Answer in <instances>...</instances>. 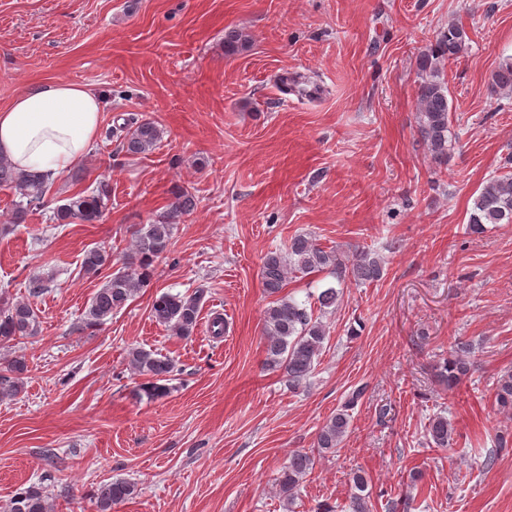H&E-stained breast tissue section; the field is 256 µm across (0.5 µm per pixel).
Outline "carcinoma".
<instances>
[{
    "mask_svg": "<svg viewBox=\"0 0 512 512\" xmlns=\"http://www.w3.org/2000/svg\"><path fill=\"white\" fill-rule=\"evenodd\" d=\"M469 37L464 28L453 22L439 33L433 48L421 55L419 68L425 78L418 85L419 110L418 132L435 162H448L452 150L448 87L440 78V64L454 62L467 49ZM248 39L237 31L224 35V54L232 55L244 48ZM488 91L495 96L512 95V60L501 63L492 73ZM121 150L131 156L146 154L161 142L163 132L156 121L145 118L131 120L122 127ZM10 187L20 195L12 211L15 224L25 221L30 208L41 207L53 182L41 175L17 171L0 156V186ZM111 187L105 181L89 194L82 192L65 198V203L53 211V220L59 224L76 221L92 224L98 221L107 209ZM195 198L187 191L175 194L170 209L159 215L151 224L135 231V266L118 271L91 298L82 322L87 328L102 325L112 312L123 307L149 280V267L153 259L168 247L173 221L194 210ZM468 224L474 233H481L486 224H512V174L495 177L486 182L472 196ZM112 264V252L102 248L88 249L82 258L81 271L86 275H97ZM329 270L337 279L351 276L357 282L374 281L380 278V260L369 250L355 251L349 262H344L335 250L326 251L312 239L298 235L288 244V254L270 250L263 258L262 280L268 295L279 293L286 284L288 274L308 275ZM203 290L191 294L164 292L152 301L151 316L173 334L188 338L199 323ZM35 312L25 300L5 301L0 306V348L34 332ZM264 338L266 364L281 368L288 376V384L298 388L306 383L315 370L327 338L326 326L313 318L307 306L288 297L276 298L267 307L264 316ZM467 349L456 343L452 354L438 366V377L448 388L457 387L466 376L471 363ZM129 366L145 381L139 393L150 400L168 394L167 381L175 369L174 361L153 350L137 347L129 352ZM28 371L26 359L15 356L0 367V400L16 397L22 390L23 375ZM366 387L352 389L344 401L322 425L316 435L315 451H296L292 454L278 478L283 495L288 496L299 486L300 480L314 469L316 456L334 453L341 447L350 428L351 411L363 398ZM495 402L500 410H512V373L504 374L497 382ZM454 428L444 415L431 418L427 427L430 443L436 448H447L452 444ZM355 489L349 503V512H372L370 496L365 494L367 477L362 471L351 476ZM138 494L137 485L126 479H115L103 485L96 497L98 512H114L117 506ZM8 512H54V504L40 487L28 486L20 489L11 499Z\"/></svg>",
    "mask_w": 512,
    "mask_h": 512,
    "instance_id": "carcinoma-1",
    "label": "carcinoma"
}]
</instances>
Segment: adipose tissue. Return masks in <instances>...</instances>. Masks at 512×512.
Listing matches in <instances>:
<instances>
[{"label":"adipose tissue","instance_id":"1","mask_svg":"<svg viewBox=\"0 0 512 512\" xmlns=\"http://www.w3.org/2000/svg\"><path fill=\"white\" fill-rule=\"evenodd\" d=\"M103 100L87 86L55 81L20 92L0 108V156L18 171L59 176L95 140Z\"/></svg>","mask_w":512,"mask_h":512}]
</instances>
